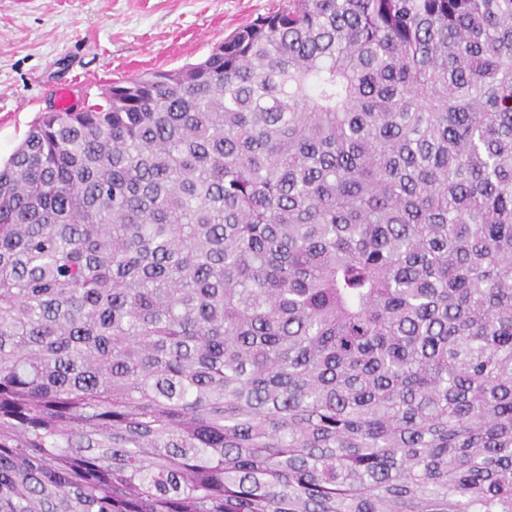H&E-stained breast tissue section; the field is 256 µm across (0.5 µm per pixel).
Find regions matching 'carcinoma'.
Returning a JSON list of instances; mask_svg holds the SVG:
<instances>
[{
  "label": "carcinoma",
  "instance_id": "obj_1",
  "mask_svg": "<svg viewBox=\"0 0 512 512\" xmlns=\"http://www.w3.org/2000/svg\"><path fill=\"white\" fill-rule=\"evenodd\" d=\"M0 512H512V0H283L43 113Z\"/></svg>",
  "mask_w": 512,
  "mask_h": 512
}]
</instances>
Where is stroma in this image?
<instances>
[{
  "instance_id": "1",
  "label": "stroma",
  "mask_w": 512,
  "mask_h": 512,
  "mask_svg": "<svg viewBox=\"0 0 512 512\" xmlns=\"http://www.w3.org/2000/svg\"><path fill=\"white\" fill-rule=\"evenodd\" d=\"M280 0H0V159L56 88L100 102L112 81L204 59Z\"/></svg>"
}]
</instances>
